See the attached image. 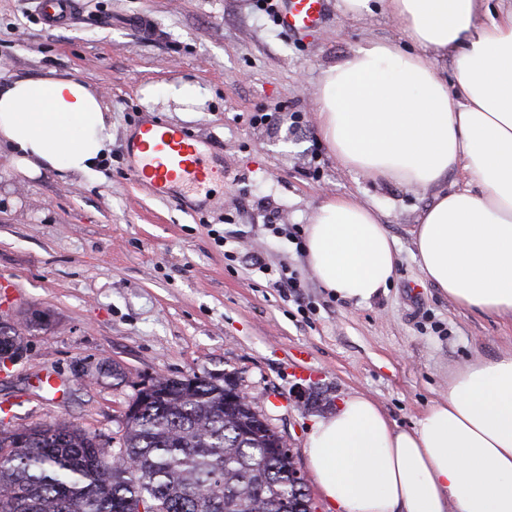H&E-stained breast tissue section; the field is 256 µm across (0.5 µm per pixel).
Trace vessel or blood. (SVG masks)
Segmentation results:
<instances>
[{
    "label": "vessel or blood",
    "instance_id": "obj_1",
    "mask_svg": "<svg viewBox=\"0 0 512 512\" xmlns=\"http://www.w3.org/2000/svg\"><path fill=\"white\" fill-rule=\"evenodd\" d=\"M327 6V0H280L278 25L290 34L306 33L322 24ZM70 11V0L39 2L41 19L48 25L65 24ZM149 133L150 145L139 141L133 144L141 156L131 174L135 180L147 183L158 197L167 196L175 185L202 188L223 175V168L182 128L154 123Z\"/></svg>",
    "mask_w": 512,
    "mask_h": 512
}]
</instances>
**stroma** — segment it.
I'll use <instances>...</instances> for the list:
<instances>
[{"mask_svg":"<svg viewBox=\"0 0 512 512\" xmlns=\"http://www.w3.org/2000/svg\"><path fill=\"white\" fill-rule=\"evenodd\" d=\"M367 40L409 42L384 9L355 19L341 0L306 36L256 0H79L61 28L43 24L36 0H0V80L84 82L112 134L75 181L26 178L0 154V322L25 340L0 366L11 427L67 422L115 448L144 384L207 376L249 393L303 469L311 425L349 392L407 428L457 367L512 349L511 318L462 308L422 278L412 230L435 189L346 169L319 135L323 71ZM184 85L198 97L176 98ZM263 113L272 121L253 122ZM157 118L223 156V179L165 198L137 183L130 135ZM336 194L376 211L399 255L369 304L321 288L296 237ZM253 251L295 271L300 295L244 263Z\"/></svg>","mask_w":512,"mask_h":512,"instance_id":"1","label":"stroma"}]
</instances>
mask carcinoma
Wrapping results in <instances>:
<instances>
[{"mask_svg": "<svg viewBox=\"0 0 512 512\" xmlns=\"http://www.w3.org/2000/svg\"><path fill=\"white\" fill-rule=\"evenodd\" d=\"M153 385L117 449L65 422L0 428V512H311L254 405L207 377Z\"/></svg>", "mask_w": 512, "mask_h": 512, "instance_id": "obj_1", "label": "carcinoma"}]
</instances>
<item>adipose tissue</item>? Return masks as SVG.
I'll return each instance as SVG.
<instances>
[{
	"label": "adipose tissue",
	"mask_w": 512,
	"mask_h": 512,
	"mask_svg": "<svg viewBox=\"0 0 512 512\" xmlns=\"http://www.w3.org/2000/svg\"><path fill=\"white\" fill-rule=\"evenodd\" d=\"M384 3L418 50L369 41L325 70L319 133L345 168L437 188L412 231L423 278L461 307L512 318V0ZM110 140L107 108L84 83H0V150L21 175L90 174ZM452 173L464 183L441 191ZM304 246L320 285L351 303H371L396 275L385 225L347 195L316 206ZM305 454L337 512H512V350L469 360L409 428L346 396L314 422Z\"/></svg>",
	"instance_id": "1"
}]
</instances>
